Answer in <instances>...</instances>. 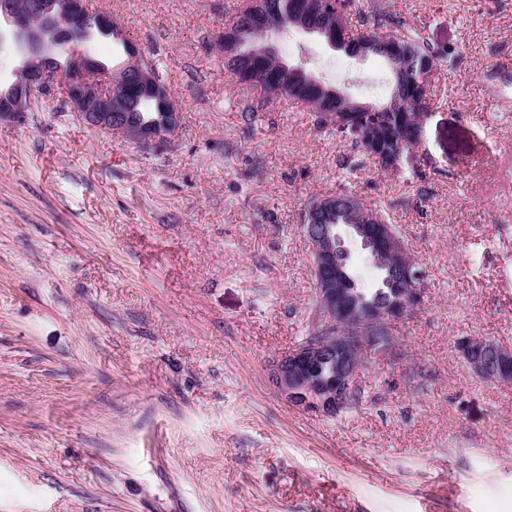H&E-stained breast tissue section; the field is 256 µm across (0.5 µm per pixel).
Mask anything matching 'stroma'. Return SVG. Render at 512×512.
I'll use <instances>...</instances> for the list:
<instances>
[{
    "label": "stroma",
    "mask_w": 512,
    "mask_h": 512,
    "mask_svg": "<svg viewBox=\"0 0 512 512\" xmlns=\"http://www.w3.org/2000/svg\"><path fill=\"white\" fill-rule=\"evenodd\" d=\"M157 55L169 143L84 126L60 94L0 123V512H512V385L461 339L512 347V0H386L450 50L403 176L343 169L282 98L247 120L217 43L242 0H93ZM285 59L387 101L380 58L298 30ZM349 189L411 243L424 303L324 417L269 363L317 299L298 223Z\"/></svg>",
    "instance_id": "obj_1"
}]
</instances>
